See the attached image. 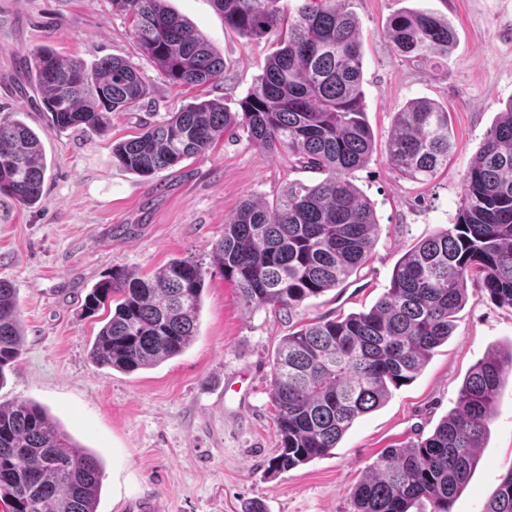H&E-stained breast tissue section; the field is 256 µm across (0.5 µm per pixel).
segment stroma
I'll list each match as a JSON object with an SVG mask.
<instances>
[{"instance_id": "obj_1", "label": "stroma", "mask_w": 512, "mask_h": 512, "mask_svg": "<svg viewBox=\"0 0 512 512\" xmlns=\"http://www.w3.org/2000/svg\"><path fill=\"white\" fill-rule=\"evenodd\" d=\"M224 60L222 78L174 86L141 55L130 23L110 0H0V119L14 117L42 133L47 171L41 200L0 194V278L18 290L22 352L0 385V403L30 400L100 457L97 512H119L143 493L167 512H351L349 494L388 448L430 435L456 405L469 369L490 349L512 348V310L469 283V301L448 341L416 379L355 420L331 454L271 474L278 444L271 369L290 325L284 314L252 309L215 270L204 279L198 332L181 355L125 374L88 356L101 320L86 316L92 286L112 267L152 274L175 258L208 264L224 221L243 201L273 203L288 183L320 174L287 154L258 149L246 131L151 179L112 163V145L183 106L204 100L238 111L264 73L274 39L254 41L225 28L213 0H167ZM362 33L363 92L375 146L353 182L372 203L378 234L371 257L343 287L307 299L305 321L369 309L411 248L454 223L462 178L499 112L512 101V0H344ZM445 18L455 40L448 56L414 65L385 31L404 9ZM49 45L61 59L94 66L105 57L135 64L149 93L130 112L112 113L99 134L48 130L25 66ZM447 108L453 147L429 182L403 178L385 143L397 110L413 99ZM512 467V376L487 422L475 470L452 512H483L500 475Z\"/></svg>"}]
</instances>
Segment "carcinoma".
Here are the masks:
<instances>
[{"label":"carcinoma","mask_w":512,"mask_h":512,"mask_svg":"<svg viewBox=\"0 0 512 512\" xmlns=\"http://www.w3.org/2000/svg\"><path fill=\"white\" fill-rule=\"evenodd\" d=\"M131 21L140 50L175 86L221 78L224 60L166 0H110ZM224 25L252 40L275 37L261 80L230 112L215 100L189 104L112 147V164L152 178L246 130L260 150L286 153L324 175L295 181L272 205L246 200L225 219L211 265L245 305L293 313L340 288L370 257L378 222L352 182L374 148L364 111L361 29L337 0H213ZM395 52L417 64L448 55L444 19L406 11L391 20ZM48 128L100 133L109 116L139 106L147 86L128 61L106 57L89 70L48 46L33 54ZM385 151L405 178L430 181L448 163V110L415 100L394 113ZM47 169L40 136L19 119L0 120V193L26 204L42 196ZM478 280L512 310V102L498 114L462 180L455 223L409 250L389 287L367 310L316 318L282 337L272 367L278 446L272 473L323 457L354 421L414 380L448 341ZM204 285L198 262L174 259L153 275L114 266L85 297L105 313L89 350L99 367L153 368L182 354L196 336ZM16 288L0 279V385L21 355ZM512 349L492 350L466 375L455 408L427 437L385 449L350 493L352 512H452L474 468ZM102 462L33 401L0 403V503L6 512H97ZM485 512H512V468Z\"/></svg>","instance_id":"1"}]
</instances>
